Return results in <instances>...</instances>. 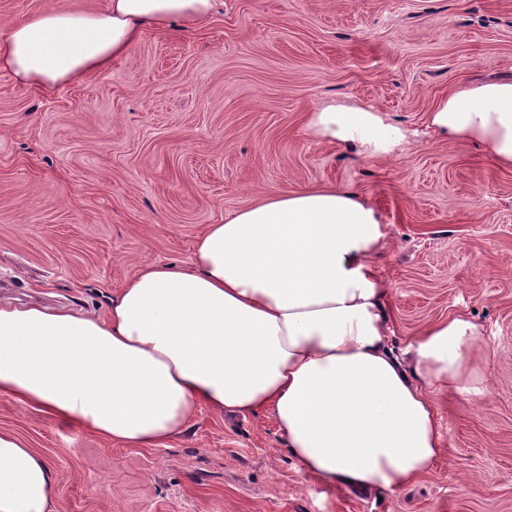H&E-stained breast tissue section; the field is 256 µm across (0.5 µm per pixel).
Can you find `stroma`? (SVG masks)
<instances>
[{"mask_svg": "<svg viewBox=\"0 0 512 512\" xmlns=\"http://www.w3.org/2000/svg\"><path fill=\"white\" fill-rule=\"evenodd\" d=\"M101 0H0V32ZM512 79V0H224L196 30L45 92L0 72V301L104 313L143 267L189 265L205 225L266 195L347 187L383 226L389 342L459 311L479 327L481 395L437 410L439 463L396 493L304 476L267 412L201 410L161 448H128L0 396V428L41 453L57 512H512V170L436 140L456 85ZM336 101L403 141L343 153L307 135Z\"/></svg>", "mask_w": 512, "mask_h": 512, "instance_id": "obj_1", "label": "stroma"}]
</instances>
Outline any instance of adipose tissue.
Segmentation results:
<instances>
[{
    "label": "adipose tissue",
    "mask_w": 512,
    "mask_h": 512,
    "mask_svg": "<svg viewBox=\"0 0 512 512\" xmlns=\"http://www.w3.org/2000/svg\"><path fill=\"white\" fill-rule=\"evenodd\" d=\"M223 0H105L48 9L0 35V71L45 91L109 68L145 29L193 28ZM438 139L512 169V79L464 83L428 112ZM317 138L386 153L404 135L372 111L328 104ZM374 208L333 185L275 192L199 235L191 262L140 270L106 316L0 302V395L136 448L181 434L201 409L270 412L300 471L331 488L397 492L439 461L434 397L480 394L478 327L459 312L388 340L389 289ZM46 459L0 430V512H54Z\"/></svg>",
    "instance_id": "obj_1"
}]
</instances>
